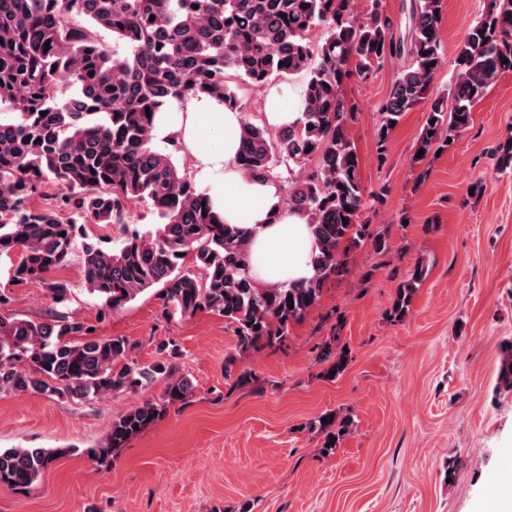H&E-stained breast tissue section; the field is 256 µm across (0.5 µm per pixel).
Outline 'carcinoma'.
Masks as SVG:
<instances>
[{
	"label": "carcinoma",
	"instance_id": "carcinoma-1",
	"mask_svg": "<svg viewBox=\"0 0 512 512\" xmlns=\"http://www.w3.org/2000/svg\"><path fill=\"white\" fill-rule=\"evenodd\" d=\"M0 0V256L17 254L9 281L44 283L58 307L48 320L0 318V391L40 393L91 401L99 396L166 380L162 400L121 414L87 457L109 462L134 436L185 403L194 385L168 362L140 367L122 336L97 337V327L63 311L67 283L49 278L82 253V278L102 302L100 318L157 287L168 317L199 311L224 317L243 353L284 341L292 323L322 298L325 283L347 272L349 252L366 243L382 254L387 240L362 219L366 206L359 159L349 137L355 106L343 94L387 60L408 56L380 105L375 145L387 155L404 112L425 105L416 140L423 156L449 148L473 121L489 88L512 72V0H491L468 29L446 92L430 87L445 64L440 35L444 0H413L407 39L397 37L380 0ZM326 32L315 42V29ZM109 30L122 43L111 50L99 39ZM303 73L300 118L270 131L245 117L238 165L249 176H274L282 161L299 169L288 180V210L306 215L317 241L313 274L288 285L256 287L249 271L251 231L226 224L206 190L180 173L175 139L155 141V112L166 97L204 94L239 112L246 103L231 86L237 79L260 87L273 76ZM150 112H145V108ZM61 187L55 204L37 207L44 184ZM149 205L160 223L125 232L101 249L83 241L85 224H123L129 206ZM428 267L415 265L387 311L402 322ZM498 387L512 390V343L503 348ZM350 360L338 337L320 361L342 374ZM327 422H322V419ZM353 420L324 413L307 429L323 436L330 453ZM66 448L0 449V485L25 489Z\"/></svg>",
	"mask_w": 512,
	"mask_h": 512
}]
</instances>
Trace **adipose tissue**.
<instances>
[{"instance_id":"adipose-tissue-1","label":"adipose tissue","mask_w":512,"mask_h":512,"mask_svg":"<svg viewBox=\"0 0 512 512\" xmlns=\"http://www.w3.org/2000/svg\"><path fill=\"white\" fill-rule=\"evenodd\" d=\"M304 98L301 91L268 88L263 97L267 124L283 127L295 121ZM242 118L224 102L199 94L167 100L154 125L156 134L176 136L194 156V179L206 186L225 223L253 230L250 269L257 287L308 277L315 244L305 217L283 206L277 182L245 177L236 165Z\"/></svg>"}]
</instances>
